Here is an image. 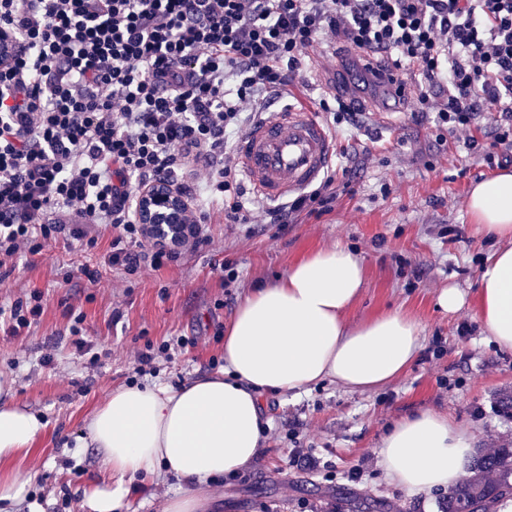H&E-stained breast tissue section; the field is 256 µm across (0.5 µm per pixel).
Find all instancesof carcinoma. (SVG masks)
<instances>
[{
    "label": "carcinoma",
    "instance_id": "obj_1",
    "mask_svg": "<svg viewBox=\"0 0 512 512\" xmlns=\"http://www.w3.org/2000/svg\"><path fill=\"white\" fill-rule=\"evenodd\" d=\"M506 496L512 497V448H499L476 457L473 475L448 493L445 512H494Z\"/></svg>",
    "mask_w": 512,
    "mask_h": 512
}]
</instances>
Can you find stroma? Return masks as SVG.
<instances>
[{
	"label": "stroma",
	"mask_w": 512,
	"mask_h": 512,
	"mask_svg": "<svg viewBox=\"0 0 512 512\" xmlns=\"http://www.w3.org/2000/svg\"><path fill=\"white\" fill-rule=\"evenodd\" d=\"M341 59L335 44H323L302 81L270 92V99L311 105L329 96ZM360 99L364 126L335 133V166L348 170L350 188L338 191L329 213L302 214L281 227L270 223L269 203L248 192L252 228L225 223L222 203H211L209 244L157 272L104 266V239L91 250L51 242L41 254L17 258L13 271L0 269V307L42 294V314L29 329L14 336L0 323V381H14L16 403L44 423L22 463L35 471L30 491L44 512H82L77 489L99 475L93 450L82 442L87 419L113 388L134 379L146 343L192 340L175 360H159L156 381L178 386L211 372L212 360L224 357L217 333L250 289L335 244L366 264L349 320L403 307L423 326L422 351L402 376L374 391L323 382L299 393L265 394L269 428L258 460L208 489L219 497L220 512H440L443 492L409 494L379 464L378 443L390 424L424 408L448 414L473 436L475 448H512V352L497 350L469 310L447 314L435 307L448 286L473 295L480 269L500 246L471 229L467 212L471 184L492 171L461 137L435 143L410 113L380 109L373 90ZM228 266L236 273L230 283ZM90 269L98 270L99 284L90 283ZM79 312L86 316L87 354L68 336ZM49 351L54 360L46 365L41 358ZM292 430L323 469L286 464ZM357 466L363 476L355 482L349 473Z\"/></svg>",
	"instance_id": "obj_1"
}]
</instances>
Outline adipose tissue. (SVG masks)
Masks as SVG:
<instances>
[{"label": "adipose tissue", "instance_id": "adipose-tissue-1", "mask_svg": "<svg viewBox=\"0 0 512 512\" xmlns=\"http://www.w3.org/2000/svg\"><path fill=\"white\" fill-rule=\"evenodd\" d=\"M467 209L477 233L512 240V170L475 182ZM365 280L362 259L333 245L293 261L238 304L224 332V368L180 386L112 389L86 424L101 464L98 481L80 487L84 512H120L129 481L173 475L183 492L162 512H206L202 486L235 476L259 455L267 421L263 393H287L329 380L371 390L402 376L421 349V322L386 310L349 323ZM473 314L493 343L512 352V247L498 249L478 276ZM44 424L35 413L0 401V503L27 504L30 473L12 469ZM473 439L448 415L422 409L397 419L379 443L389 479L410 494L455 488Z\"/></svg>", "mask_w": 512, "mask_h": 512}]
</instances>
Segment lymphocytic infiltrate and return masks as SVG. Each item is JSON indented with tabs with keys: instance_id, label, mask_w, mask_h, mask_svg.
<instances>
[{
	"instance_id": "obj_1",
	"label": "lymphocytic infiltrate",
	"mask_w": 512,
	"mask_h": 512,
	"mask_svg": "<svg viewBox=\"0 0 512 512\" xmlns=\"http://www.w3.org/2000/svg\"><path fill=\"white\" fill-rule=\"evenodd\" d=\"M11 56L0 60V266L59 237L96 247L105 265L158 271L208 241L207 204L246 224L233 136L243 108L288 86L328 40L371 73L418 68L395 102L433 117L436 142L467 132L487 166L512 158V0H0ZM495 106L490 143L472 137ZM169 181L188 232L163 242L133 217L139 190ZM336 176L274 224L331 211Z\"/></svg>"
}]
</instances>
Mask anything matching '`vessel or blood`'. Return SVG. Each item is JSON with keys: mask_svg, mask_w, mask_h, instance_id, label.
Returning <instances> with one entry per match:
<instances>
[{"mask_svg": "<svg viewBox=\"0 0 512 512\" xmlns=\"http://www.w3.org/2000/svg\"><path fill=\"white\" fill-rule=\"evenodd\" d=\"M242 174L253 194L278 202L315 185L331 167L336 139L300 104L263 113L238 142Z\"/></svg>", "mask_w": 512, "mask_h": 512, "instance_id": "vessel-or-blood-1", "label": "vessel or blood"}]
</instances>
